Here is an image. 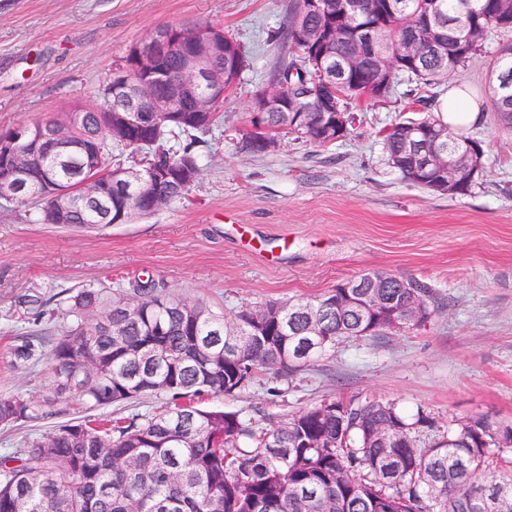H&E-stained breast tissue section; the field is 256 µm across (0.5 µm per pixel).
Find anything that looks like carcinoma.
Returning a JSON list of instances; mask_svg holds the SVG:
<instances>
[{
    "instance_id": "carcinoma-1",
    "label": "carcinoma",
    "mask_w": 512,
    "mask_h": 512,
    "mask_svg": "<svg viewBox=\"0 0 512 512\" xmlns=\"http://www.w3.org/2000/svg\"><path fill=\"white\" fill-rule=\"evenodd\" d=\"M328 10L308 9L309 0H290L280 36L291 50L270 81L299 86L322 81L325 71L295 65L297 26L305 22L338 38L337 52L369 36L374 49L364 67L347 78L343 109L363 98L376 99L378 85H437L476 58L491 57L489 89L497 122L512 129V0H363L358 13H345L343 0H323ZM442 18L444 51L428 52L417 64L393 54L406 40L429 43L428 12ZM476 42L468 41L474 32ZM507 40L492 51L486 37ZM114 111L109 112L107 108ZM119 102L104 98L88 104L79 123L66 114L55 125L78 145L47 167L55 181L76 186L94 178L104 189L112 179L114 153L139 158L147 172L166 168L176 176L185 168L201 173L197 134L212 130L215 112H174L159 118L155 134L138 129L112 138ZM264 122L273 134L296 133L324 146L309 130L285 123L279 112ZM448 129L433 115L407 119L382 136L387 160L401 153L407 124ZM453 149L481 154V143L451 133ZM188 187L173 180L155 191L173 202ZM38 224H49L55 197L32 187ZM112 216L127 223L154 212L135 199V189L112 194ZM71 221L82 229L103 226L101 208L79 206ZM337 289L297 302L270 301L237 314L238 322L202 303L189 302L153 277L136 280L112 298L102 288H82L65 298L70 326L58 338L29 336L16 345L12 364L27 368L44 345H51L50 395L0 396V424L21 426L50 419L56 406L82 415L56 424L26 447L0 455V512H512V477L506 458L492 451L491 422L464 424L454 441L421 444V432L435 424L419 409L408 414L393 403L329 399L259 428L242 412L201 406L209 397L232 396L260 370L281 376L323 356L336 346V309L326 307ZM320 313L323 328H308V313ZM317 334L319 338L312 339ZM235 337L237 352L224 354V337ZM165 395L158 414L113 417L98 410ZM274 439L277 447L267 446Z\"/></svg>"
}]
</instances>
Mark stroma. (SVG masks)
Returning a JSON list of instances; mask_svg holds the SVG:
<instances>
[{
    "instance_id": "1",
    "label": "stroma",
    "mask_w": 512,
    "mask_h": 512,
    "mask_svg": "<svg viewBox=\"0 0 512 512\" xmlns=\"http://www.w3.org/2000/svg\"><path fill=\"white\" fill-rule=\"evenodd\" d=\"M289 0H0V132L63 118L98 101L132 47L161 28H223L250 62L198 150L202 172L181 200L129 224L79 230L34 221L32 204L0 201V395H44L52 360L12 367L20 336H57L60 303L82 286L147 275L233 318L246 306L311 299L365 272L413 276L438 298L410 330L345 340L284 379L261 372L208 406L259 425L328 399L424 410L433 442L476 418L512 425V131L491 112L485 59L432 88L469 87L482 111L463 127L484 149L470 192L442 195L385 161L381 136L424 111L408 86L353 109L350 134L317 146L282 133L270 152L236 147L251 102L286 59L276 32ZM278 387L279 396L268 393Z\"/></svg>"
}]
</instances>
